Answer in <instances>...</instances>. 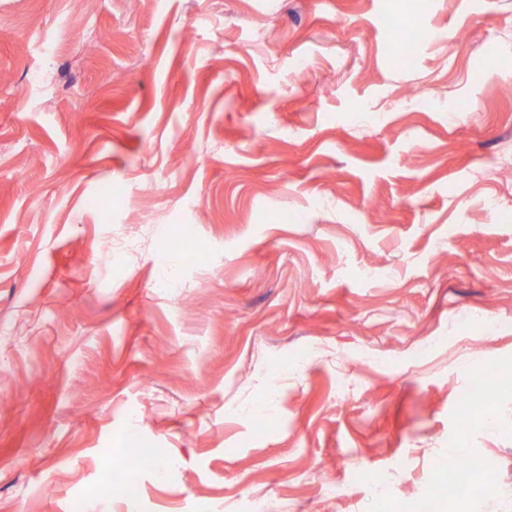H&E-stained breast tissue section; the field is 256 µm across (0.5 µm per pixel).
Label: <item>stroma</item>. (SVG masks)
<instances>
[{"label":"stroma","instance_id":"35a3bbf8","mask_svg":"<svg viewBox=\"0 0 512 512\" xmlns=\"http://www.w3.org/2000/svg\"><path fill=\"white\" fill-rule=\"evenodd\" d=\"M4 70L0 512H512V0H0Z\"/></svg>","mask_w":512,"mask_h":512}]
</instances>
